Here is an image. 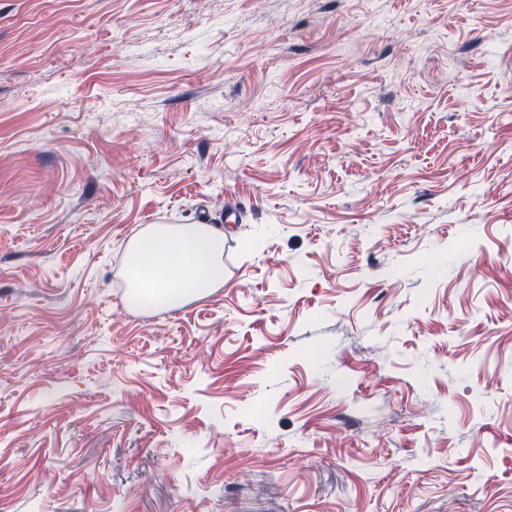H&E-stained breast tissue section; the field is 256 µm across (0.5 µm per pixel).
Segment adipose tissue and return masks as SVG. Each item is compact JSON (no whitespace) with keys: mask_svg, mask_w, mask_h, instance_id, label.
Wrapping results in <instances>:
<instances>
[{"mask_svg":"<svg viewBox=\"0 0 512 512\" xmlns=\"http://www.w3.org/2000/svg\"><path fill=\"white\" fill-rule=\"evenodd\" d=\"M128 301L177 309L224 283V232L211 224H151L127 250Z\"/></svg>","mask_w":512,"mask_h":512,"instance_id":"ef3b65f1","label":"adipose tissue"}]
</instances>
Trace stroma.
Instances as JSON below:
<instances>
[{
    "mask_svg": "<svg viewBox=\"0 0 512 512\" xmlns=\"http://www.w3.org/2000/svg\"><path fill=\"white\" fill-rule=\"evenodd\" d=\"M0 512H512L506 0H0ZM128 302L177 309L224 284V231L212 224H150L127 250Z\"/></svg>",
    "mask_w": 512,
    "mask_h": 512,
    "instance_id": "obj_1",
    "label": "stroma"
}]
</instances>
